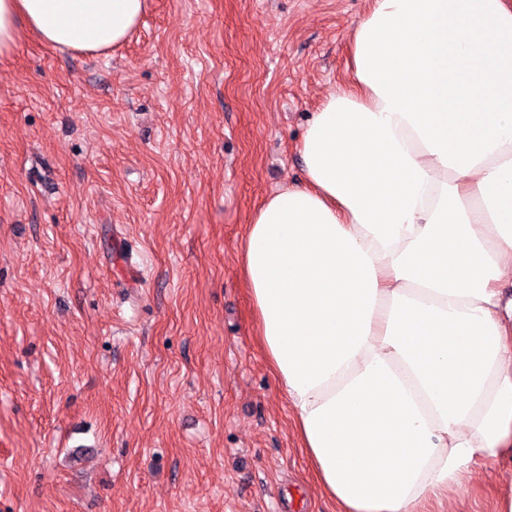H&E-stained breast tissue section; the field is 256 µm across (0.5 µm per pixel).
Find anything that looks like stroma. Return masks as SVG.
Masks as SVG:
<instances>
[{
	"mask_svg": "<svg viewBox=\"0 0 512 512\" xmlns=\"http://www.w3.org/2000/svg\"><path fill=\"white\" fill-rule=\"evenodd\" d=\"M370 0H149L0 58V512H336L253 333L251 214Z\"/></svg>",
	"mask_w": 512,
	"mask_h": 512,
	"instance_id": "35a3bbf8",
	"label": "stroma"
}]
</instances>
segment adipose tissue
<instances>
[{
  "label": "adipose tissue",
  "mask_w": 512,
  "mask_h": 512,
  "mask_svg": "<svg viewBox=\"0 0 512 512\" xmlns=\"http://www.w3.org/2000/svg\"><path fill=\"white\" fill-rule=\"evenodd\" d=\"M146 0H0L22 29L103 54ZM349 84L299 142L239 264L255 334L320 492L422 512L496 480L512 512V0H372Z\"/></svg>",
  "instance_id": "obj_1"
}]
</instances>
